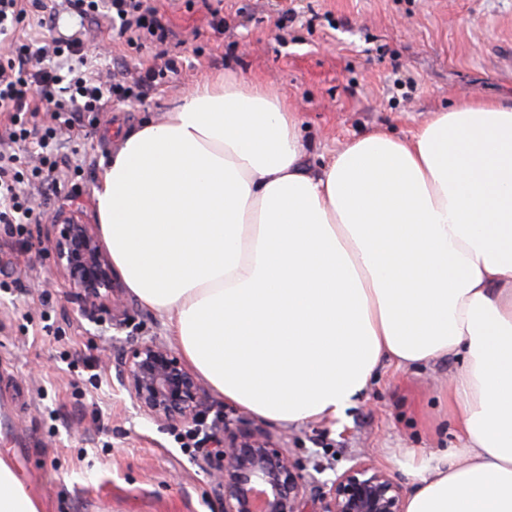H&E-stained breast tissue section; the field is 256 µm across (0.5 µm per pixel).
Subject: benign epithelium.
<instances>
[{"mask_svg": "<svg viewBox=\"0 0 512 512\" xmlns=\"http://www.w3.org/2000/svg\"><path fill=\"white\" fill-rule=\"evenodd\" d=\"M55 266L80 297L85 315L120 307L112 265L89 225L59 209ZM119 376L139 409L168 424H194L204 415V399L195 374L163 344L142 342L121 358ZM218 486L224 512H304L308 487L285 449L245 429L224 428L217 449ZM319 512H405L398 486L370 458L361 459L332 482Z\"/></svg>", "mask_w": 512, "mask_h": 512, "instance_id": "7a95c632", "label": "benign epithelium"}]
</instances>
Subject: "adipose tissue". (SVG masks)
<instances>
[{
  "mask_svg": "<svg viewBox=\"0 0 512 512\" xmlns=\"http://www.w3.org/2000/svg\"><path fill=\"white\" fill-rule=\"evenodd\" d=\"M299 120L219 75L131 130L94 197L112 264L187 361L279 424L333 418L381 362L449 355L461 445L405 512H512V104L460 99L321 171ZM0 456V512H40Z\"/></svg>",
  "mask_w": 512,
  "mask_h": 512,
  "instance_id": "adipose-tissue-1",
  "label": "adipose tissue"
}]
</instances>
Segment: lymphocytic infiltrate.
<instances>
[{
	"mask_svg": "<svg viewBox=\"0 0 512 512\" xmlns=\"http://www.w3.org/2000/svg\"><path fill=\"white\" fill-rule=\"evenodd\" d=\"M60 9L85 21L106 17L113 33L130 45L142 38L164 45L172 36L149 0H61L57 7L50 0H0V35L29 17L37 19L40 26L51 27ZM82 45L83 38L77 33L66 38L12 41L0 56V112H26L33 118L49 114L52 125L40 138V147H48L57 137L73 135L84 113L109 111L116 102L144 100L158 79L177 70L170 59L163 69L147 71L133 82L105 81L87 71ZM18 160L16 154L0 153V223L21 227L41 223L44 212L33 203L30 183L18 170Z\"/></svg>",
	"mask_w": 512,
	"mask_h": 512,
	"instance_id": "obj_1",
	"label": "lymphocytic infiltrate"
}]
</instances>
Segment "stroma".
I'll use <instances>...</instances> for the list:
<instances>
[{"mask_svg":"<svg viewBox=\"0 0 512 512\" xmlns=\"http://www.w3.org/2000/svg\"><path fill=\"white\" fill-rule=\"evenodd\" d=\"M173 36L178 71L147 101L85 113L71 138L49 150L69 173L38 197L97 225L94 187L104 157L124 133L162 119L205 78L224 73L277 93L297 112L305 161L317 170L349 142L375 130L410 136L433 113L471 94L512 102V0H152ZM85 51L102 72H142L156 64L142 48L90 27ZM50 221L0 224V454L39 500L42 512H224L216 465L186 455V425H163L135 405L117 378L123 351L154 339L181 348L164 314L128 288L122 319H88L68 283L53 272ZM462 359L448 356L401 369L379 367L342 416L278 426L250 417L203 384L207 419L250 421L286 448L309 486L306 508L337 473L370 453L409 493L419 451L446 460L458 447L448 414V379Z\"/></svg>","mask_w":512,"mask_h":512,"instance_id":"obj_1","label":"stroma"}]
</instances>
